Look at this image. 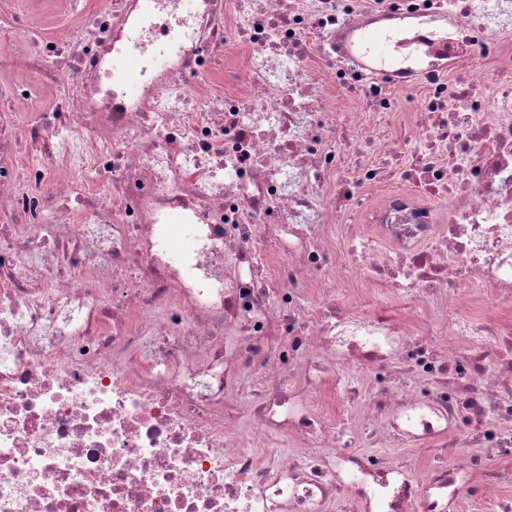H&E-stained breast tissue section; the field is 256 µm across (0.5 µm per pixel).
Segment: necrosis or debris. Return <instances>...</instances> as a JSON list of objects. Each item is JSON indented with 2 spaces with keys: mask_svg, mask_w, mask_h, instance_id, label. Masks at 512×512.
<instances>
[{
  "mask_svg": "<svg viewBox=\"0 0 512 512\" xmlns=\"http://www.w3.org/2000/svg\"><path fill=\"white\" fill-rule=\"evenodd\" d=\"M184 23L132 101L108 70L140 0L52 33L0 0V512H512V0H198ZM375 27L448 56L372 69ZM395 88L424 91L402 138Z\"/></svg>",
  "mask_w": 512,
  "mask_h": 512,
  "instance_id": "necrosis-or-debris-1",
  "label": "necrosis or debris"
}]
</instances>
